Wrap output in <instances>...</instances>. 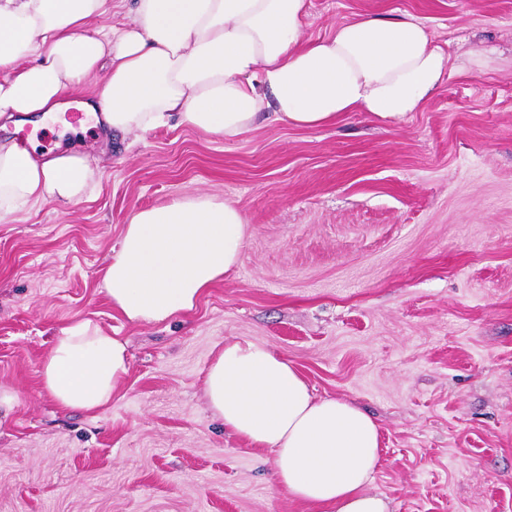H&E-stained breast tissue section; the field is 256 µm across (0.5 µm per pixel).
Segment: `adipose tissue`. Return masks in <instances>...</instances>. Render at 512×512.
Here are the masks:
<instances>
[{
  "instance_id": "obj_1",
  "label": "adipose tissue",
  "mask_w": 512,
  "mask_h": 512,
  "mask_svg": "<svg viewBox=\"0 0 512 512\" xmlns=\"http://www.w3.org/2000/svg\"><path fill=\"white\" fill-rule=\"evenodd\" d=\"M310 0H0V123H44L93 84L84 110L107 133L177 122L227 140L263 115L298 128L367 112L401 120L443 86L447 53L411 14L364 15L307 37ZM112 34L93 24L113 9ZM96 172L88 156H44L0 142V216L54 200L76 204ZM246 220L229 201L178 198L135 212L103 282L132 323L192 311L241 261ZM129 372L126 341L83 318L62 327L37 370L61 409L108 406ZM205 397L226 431L275 454L273 480L324 512H389L372 489L378 423L354 402L317 397L270 347L225 341L209 365Z\"/></svg>"
}]
</instances>
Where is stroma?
I'll list each match as a JSON object with an SVG mask.
<instances>
[{
    "label": "stroma",
    "instance_id": "35a3bbf8",
    "mask_svg": "<svg viewBox=\"0 0 512 512\" xmlns=\"http://www.w3.org/2000/svg\"><path fill=\"white\" fill-rule=\"evenodd\" d=\"M405 12L453 69L400 121L263 118L237 141L172 123L104 144L74 106L0 129L99 167L80 203L0 219V387L18 395L0 411V512H321L205 403L210 363L241 337L374 416L391 512H512V0H311L305 34ZM196 195L242 211L240 265L189 314L126 321L103 286L125 224ZM79 318L130 355L93 415L61 411L37 374Z\"/></svg>",
    "mask_w": 512,
    "mask_h": 512
}]
</instances>
